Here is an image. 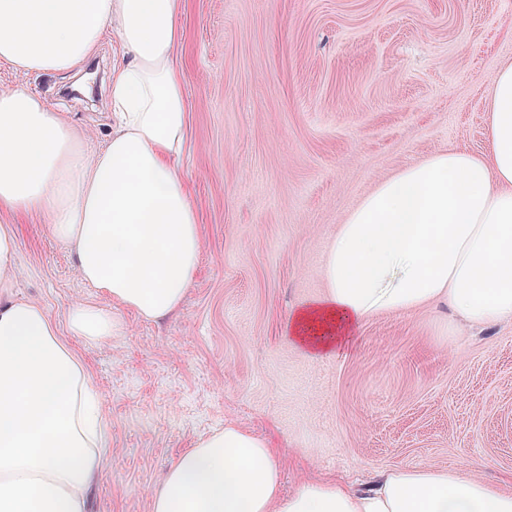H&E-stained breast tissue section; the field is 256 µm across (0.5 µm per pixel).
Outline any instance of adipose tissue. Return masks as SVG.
Masks as SVG:
<instances>
[{
  "instance_id": "1",
  "label": "adipose tissue",
  "mask_w": 512,
  "mask_h": 512,
  "mask_svg": "<svg viewBox=\"0 0 512 512\" xmlns=\"http://www.w3.org/2000/svg\"><path fill=\"white\" fill-rule=\"evenodd\" d=\"M182 0H0V61L21 75L67 73L105 36L121 48L112 128L90 151L26 87L0 91V209L45 212L104 305L77 301L71 331L98 340L122 307L160 321L195 276L201 229L186 181V112L175 53ZM489 149L453 148L378 183L323 257L325 292L288 332L313 353L344 347L369 316L447 303L465 323L512 322V63L487 99ZM14 228L0 224V512H88L110 423L82 358L38 304L14 297ZM265 437L235 425L169 468L152 512H512V489L467 466L396 467L354 490L305 481L281 495Z\"/></svg>"
}]
</instances>
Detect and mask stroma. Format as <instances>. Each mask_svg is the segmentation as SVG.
<instances>
[{"label": "stroma", "mask_w": 512, "mask_h": 512, "mask_svg": "<svg viewBox=\"0 0 512 512\" xmlns=\"http://www.w3.org/2000/svg\"><path fill=\"white\" fill-rule=\"evenodd\" d=\"M183 25L179 166L203 244L177 315L117 308L120 333L73 335L69 305L98 292L45 215L0 210L17 229V295L81 356L111 424L90 512H151L169 466L228 423L272 441L285 495L463 463L512 485V322L473 327L441 304L378 313L324 356L288 334L325 290L339 225L381 180L452 147L486 151L512 0H184ZM120 57L107 37L64 76L0 63V90L25 85L95 149Z\"/></svg>", "instance_id": "35a3bbf8"}]
</instances>
